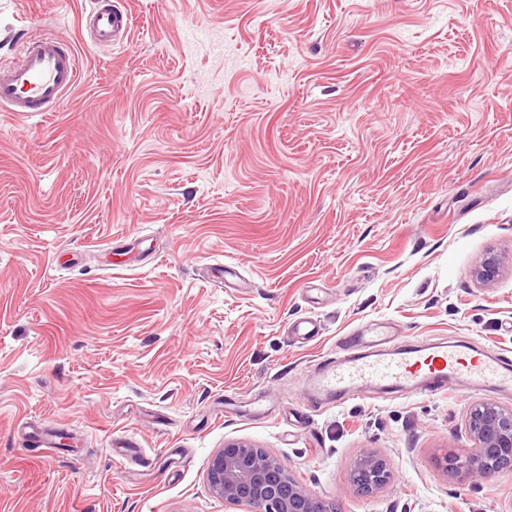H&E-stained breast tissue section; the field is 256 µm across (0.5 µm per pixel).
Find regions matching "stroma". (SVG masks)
Segmentation results:
<instances>
[{"label": "stroma", "mask_w": 512, "mask_h": 512, "mask_svg": "<svg viewBox=\"0 0 512 512\" xmlns=\"http://www.w3.org/2000/svg\"><path fill=\"white\" fill-rule=\"evenodd\" d=\"M112 4L129 38L96 46L90 0H0V65L58 33L81 68L57 111L0 112V512H251L207 488L231 440L340 512H512V473L439 464L512 395L302 385L368 324L512 361V0ZM502 270V260L498 254L489 252L470 271L471 277L482 286H490L498 280ZM387 458L377 451H366L354 462L349 481L363 495H376L390 480Z\"/></svg>", "instance_id": "obj_1"}]
</instances>
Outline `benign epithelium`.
Wrapping results in <instances>:
<instances>
[{"label": "benign epithelium", "instance_id": "7a95c632", "mask_svg": "<svg viewBox=\"0 0 512 512\" xmlns=\"http://www.w3.org/2000/svg\"><path fill=\"white\" fill-rule=\"evenodd\" d=\"M501 270V258L490 252L470 274L478 284L490 286ZM467 425L479 455L470 451L447 454L443 469L484 479L512 471V407L492 401L477 403L469 412ZM390 477L387 458L377 451H366L354 462L349 481L361 494L374 496ZM206 480L210 492L226 503L249 506L260 501L265 512H318V497L277 457L247 441L227 442L215 452L207 463Z\"/></svg>", "mask_w": 512, "mask_h": 512}]
</instances>
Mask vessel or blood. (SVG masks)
<instances>
[{
  "instance_id": "obj_1",
  "label": "vessel or blood",
  "mask_w": 512,
  "mask_h": 512,
  "mask_svg": "<svg viewBox=\"0 0 512 512\" xmlns=\"http://www.w3.org/2000/svg\"><path fill=\"white\" fill-rule=\"evenodd\" d=\"M97 44L127 39L130 24L121 11L95 5L82 19ZM79 80L71 42L45 35L23 44L18 63L0 67V108L9 112H53ZM466 382L512 394V365L497 353L469 352L460 343L397 346L385 330L369 327L354 339L349 355L324 363L307 382L313 397L341 403L373 389L408 395L431 394Z\"/></svg>"
}]
</instances>
